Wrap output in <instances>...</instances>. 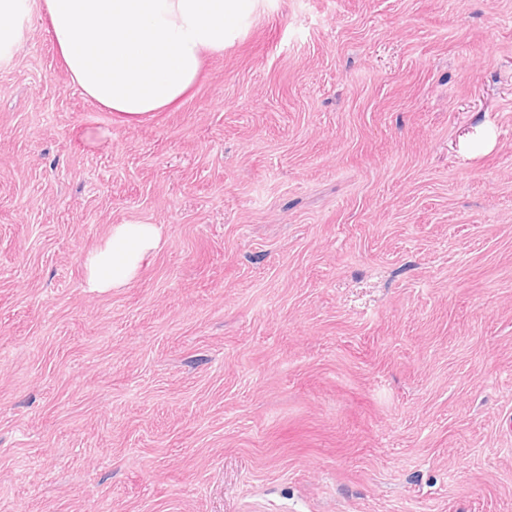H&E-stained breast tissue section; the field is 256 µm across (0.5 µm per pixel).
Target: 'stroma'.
Wrapping results in <instances>:
<instances>
[{
	"mask_svg": "<svg viewBox=\"0 0 512 512\" xmlns=\"http://www.w3.org/2000/svg\"><path fill=\"white\" fill-rule=\"evenodd\" d=\"M22 27L0 512H512V0H254L134 126ZM160 242V229L155 224L113 225L105 244L86 258L87 287L105 292L129 284Z\"/></svg>",
	"mask_w": 512,
	"mask_h": 512,
	"instance_id": "1",
	"label": "stroma"
}]
</instances>
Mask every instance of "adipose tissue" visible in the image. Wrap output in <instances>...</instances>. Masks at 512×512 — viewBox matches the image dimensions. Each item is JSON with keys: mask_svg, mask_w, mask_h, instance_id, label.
Here are the masks:
<instances>
[{"mask_svg": "<svg viewBox=\"0 0 512 512\" xmlns=\"http://www.w3.org/2000/svg\"><path fill=\"white\" fill-rule=\"evenodd\" d=\"M247 0H43L42 19L72 84L136 125L192 91L207 52H220ZM154 224H116L86 258L88 288L104 292L136 278L156 251Z\"/></svg>", "mask_w": 512, "mask_h": 512, "instance_id": "adipose-tissue-1", "label": "adipose tissue"}]
</instances>
